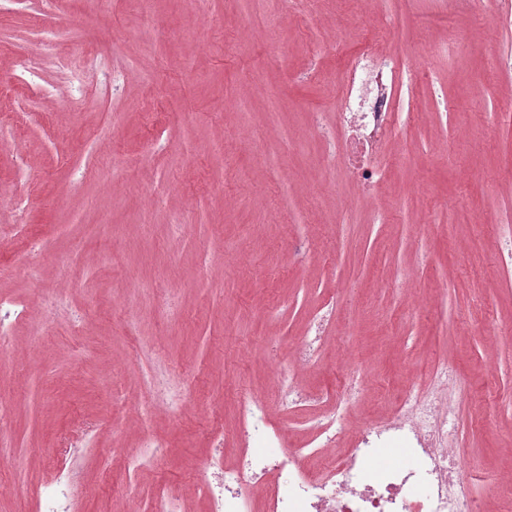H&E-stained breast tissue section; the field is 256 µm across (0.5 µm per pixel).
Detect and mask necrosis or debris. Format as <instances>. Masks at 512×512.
<instances>
[{"label":"necrosis or debris","instance_id":"1","mask_svg":"<svg viewBox=\"0 0 512 512\" xmlns=\"http://www.w3.org/2000/svg\"><path fill=\"white\" fill-rule=\"evenodd\" d=\"M418 70L400 55L365 44L347 58L340 74L343 93L332 105L335 125L319 124L321 136L335 134V162L365 193L387 177L385 148L411 112L395 107L401 87H415ZM456 379L439 365L430 384L411 380L398 395L391 417L359 428L354 448L335 455L337 425L361 391L349 376L333 399L303 389L293 377H281L277 403L290 410L309 402H329L331 409L313 425V436L297 448L273 454L270 443L282 436L271 422L263 397L241 402L243 445L237 463L224 464L216 448L197 469V489L209 512H478L475 499L461 491L455 466L456 438L448 427L451 405L443 390ZM402 442L410 447L409 465L375 471L381 448ZM85 486L79 466L62 469L37 491L38 512H74Z\"/></svg>","mask_w":512,"mask_h":512}]
</instances>
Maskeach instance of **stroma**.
I'll return each mask as SVG.
<instances>
[{"instance_id": "35a3bbf8", "label": "stroma", "mask_w": 512, "mask_h": 512, "mask_svg": "<svg viewBox=\"0 0 512 512\" xmlns=\"http://www.w3.org/2000/svg\"><path fill=\"white\" fill-rule=\"evenodd\" d=\"M512 0H0V297L62 293L86 317L35 316L0 358V512H37L79 423L77 512H148L166 486L206 512L198 463L222 432L233 460L238 405L274 401L299 337L332 311L322 361L293 373L364 389L343 437L391 406L396 386L448 363L465 490L496 503L512 480ZM381 47L416 61L420 122L387 147L382 192L329 167L316 130L372 18ZM456 35V50L448 37ZM385 212L383 224L374 209ZM190 388L184 414L153 411L150 378ZM149 435L169 453L128 462Z\"/></svg>"}]
</instances>
